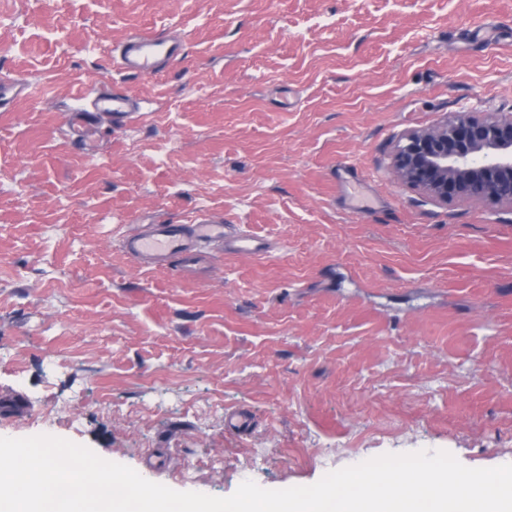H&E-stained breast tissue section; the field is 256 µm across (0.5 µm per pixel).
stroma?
<instances>
[{
	"mask_svg": "<svg viewBox=\"0 0 512 512\" xmlns=\"http://www.w3.org/2000/svg\"><path fill=\"white\" fill-rule=\"evenodd\" d=\"M495 20L487 50L467 31ZM174 33L159 75L112 65ZM138 97L67 125L85 76ZM0 437L87 446L181 492L309 486L384 453L512 464V207L402 182L398 140L512 113V0H0ZM300 104L280 107L283 88ZM266 240L203 281L138 269L129 215ZM251 420L225 427L228 413ZM183 42L163 34L130 33L112 49V61L118 70L134 77L157 75L160 66L179 60ZM32 85L18 79L1 80L0 112L13 111L15 101L31 95Z\"/></svg>",
	"mask_w": 512,
	"mask_h": 512,
	"instance_id": "obj_1",
	"label": "stroma"
}]
</instances>
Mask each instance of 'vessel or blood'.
<instances>
[{"label":"vessel or blood","mask_w":512,"mask_h":512,"mask_svg":"<svg viewBox=\"0 0 512 512\" xmlns=\"http://www.w3.org/2000/svg\"><path fill=\"white\" fill-rule=\"evenodd\" d=\"M181 40L163 34L134 32L112 49V61L121 72L134 77L157 75L160 66L179 60ZM31 84L9 79L0 82V112H9L18 99L30 96ZM77 99L88 101V108L71 114L69 124L77 142H85L99 114L111 115L112 124L125 127L142 120L135 96L126 91H105L92 82L81 83ZM125 254L138 267L173 266L179 274L195 270L207 249L224 253L263 257L270 248L265 242L243 233L238 225L205 211L197 212L185 223L154 220L128 234L123 240Z\"/></svg>","instance_id":"obj_1"}]
</instances>
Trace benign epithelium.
I'll return each mask as SVG.
<instances>
[{"mask_svg": "<svg viewBox=\"0 0 512 512\" xmlns=\"http://www.w3.org/2000/svg\"><path fill=\"white\" fill-rule=\"evenodd\" d=\"M402 181L435 201L485 200L512 206V114L457 112L432 129L403 136Z\"/></svg>", "mask_w": 512, "mask_h": 512, "instance_id": "7a95c632", "label": "benign epithelium"}]
</instances>
